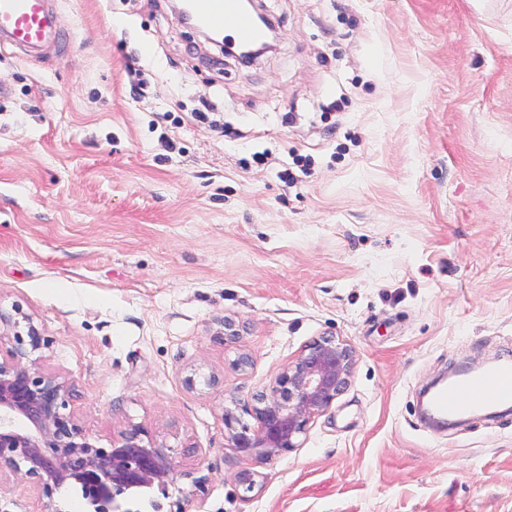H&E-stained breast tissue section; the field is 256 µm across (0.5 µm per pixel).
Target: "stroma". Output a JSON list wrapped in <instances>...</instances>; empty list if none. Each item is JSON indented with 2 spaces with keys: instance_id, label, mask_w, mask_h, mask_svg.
Wrapping results in <instances>:
<instances>
[{
  "instance_id": "35a3bbf8",
  "label": "stroma",
  "mask_w": 512,
  "mask_h": 512,
  "mask_svg": "<svg viewBox=\"0 0 512 512\" xmlns=\"http://www.w3.org/2000/svg\"><path fill=\"white\" fill-rule=\"evenodd\" d=\"M258 5L281 39L248 68L169 0H58L64 52L0 47V311L51 338L37 365L101 445H168L179 477L131 512H512V413L418 410L440 373L512 359V0ZM326 335L356 367L300 448L225 447L224 398ZM195 367L218 387L186 390Z\"/></svg>"
}]
</instances>
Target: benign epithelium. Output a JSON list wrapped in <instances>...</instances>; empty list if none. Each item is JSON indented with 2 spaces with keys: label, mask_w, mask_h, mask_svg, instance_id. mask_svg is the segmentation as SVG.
<instances>
[{
  "label": "benign epithelium",
  "mask_w": 512,
  "mask_h": 512,
  "mask_svg": "<svg viewBox=\"0 0 512 512\" xmlns=\"http://www.w3.org/2000/svg\"><path fill=\"white\" fill-rule=\"evenodd\" d=\"M215 338L239 339L236 322L216 321ZM14 343L0 346V476L19 475L42 499V512H62L54 494L73 480L80 484L95 512H119L116 497L131 488L161 490L179 471L164 444L141 425L130 424L99 445L73 411L71 383L40 370L34 355L51 340L20 307L0 312V337ZM356 364L353 349L333 336L307 345L275 373L252 403L231 399L223 405L224 447L263 463L301 446L308 424L326 412L350 385ZM253 416L257 425L242 414Z\"/></svg>",
  "instance_id": "obj_1"
}]
</instances>
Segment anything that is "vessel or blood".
<instances>
[{
  "instance_id": "vessel-or-blood-1",
  "label": "vessel or blood",
  "mask_w": 512,
  "mask_h": 512,
  "mask_svg": "<svg viewBox=\"0 0 512 512\" xmlns=\"http://www.w3.org/2000/svg\"><path fill=\"white\" fill-rule=\"evenodd\" d=\"M189 7L204 28L230 33L235 44H258L267 37L266 30L241 9L239 0H189ZM66 39L54 0H0L1 47H12L24 58L37 60L62 51ZM431 405L444 416L512 405V361L456 380L437 391Z\"/></svg>"
}]
</instances>
